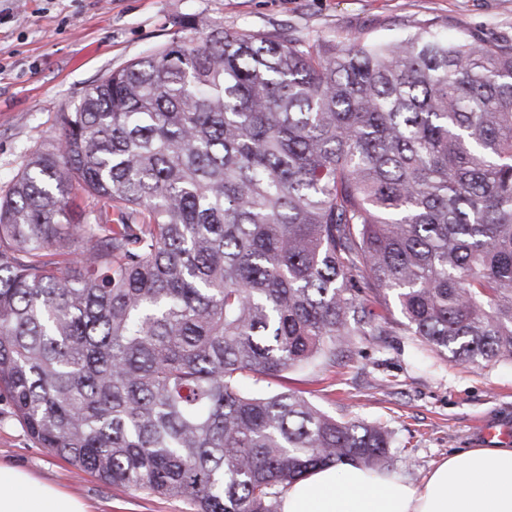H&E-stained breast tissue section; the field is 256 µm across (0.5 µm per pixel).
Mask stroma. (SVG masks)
<instances>
[{
    "label": "stroma",
    "instance_id": "35a3bbf8",
    "mask_svg": "<svg viewBox=\"0 0 512 512\" xmlns=\"http://www.w3.org/2000/svg\"><path fill=\"white\" fill-rule=\"evenodd\" d=\"M285 34L310 44L386 42L427 26L454 38L512 39V0H0V196L34 146L52 137L110 71L186 41L190 20ZM383 336L357 337L336 363L288 372L340 420L392 433L388 468L419 484L455 451L512 448V363H458L407 332L397 304L375 308ZM0 461L85 502L91 512H195L191 502L103 483L42 447L0 399Z\"/></svg>",
    "mask_w": 512,
    "mask_h": 512
}]
</instances>
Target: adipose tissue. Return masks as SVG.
<instances>
[{"label":"adipose tissue","mask_w":512,"mask_h":512,"mask_svg":"<svg viewBox=\"0 0 512 512\" xmlns=\"http://www.w3.org/2000/svg\"><path fill=\"white\" fill-rule=\"evenodd\" d=\"M0 512H90L81 500L0 463ZM278 512H512V448L452 453L419 485L357 465L325 466L289 485Z\"/></svg>","instance_id":"adipose-tissue-1"}]
</instances>
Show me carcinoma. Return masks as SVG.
<instances>
[{
	"instance_id": "carcinoma-1",
	"label": "carcinoma",
	"mask_w": 512,
	"mask_h": 512,
	"mask_svg": "<svg viewBox=\"0 0 512 512\" xmlns=\"http://www.w3.org/2000/svg\"><path fill=\"white\" fill-rule=\"evenodd\" d=\"M110 72L0 198V396L106 484L278 512L386 428L245 391L365 335L368 296L512 361V41L311 47L190 24Z\"/></svg>"
}]
</instances>
